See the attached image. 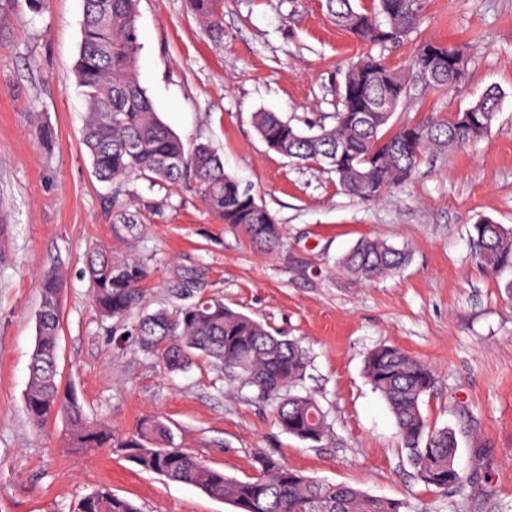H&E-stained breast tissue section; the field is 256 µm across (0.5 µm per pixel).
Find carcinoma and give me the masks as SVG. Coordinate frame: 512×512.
<instances>
[{"label": "carcinoma", "instance_id": "1", "mask_svg": "<svg viewBox=\"0 0 512 512\" xmlns=\"http://www.w3.org/2000/svg\"><path fill=\"white\" fill-rule=\"evenodd\" d=\"M138 2L83 0L74 71L88 106L83 143L95 176L112 185L115 202L131 175L170 186L193 181L218 219L241 229L257 247L277 249L282 232L270 211L224 172L221 158L208 144H186L159 119L138 78L142 50ZM188 6L209 29L216 33L222 29L223 0H188ZM424 8L425 0H378L372 11L353 6L351 0H326L336 23L358 41L380 46L417 32ZM450 59L467 69L460 48L428 39L415 45L404 67L380 54L364 53L345 73L341 108L333 115L332 127L305 132L273 112H258L255 128L268 148L299 162L325 163L342 189L366 200L378 199L387 189L410 180L424 155L464 147L490 132L501 99L494 89L467 108L471 121L465 126L453 119L396 125L390 123L393 113L376 108L386 98L400 104L417 79L432 89L452 88L456 79L448 71ZM470 243L486 271L512 268L511 229L484 219L473 225ZM408 261L406 248L365 238L338 260V268L364 282L396 274ZM87 271L103 315L122 319L141 303V283L148 276L141 261L116 260L94 249ZM36 332L24 406L38 427L50 419L63 421L74 448H122L143 470L194 486L237 512H401L406 508L404 502L306 476L267 454L254 458V474L237 479L173 447L161 422L145 420L135 434L122 436L90 419L74 392L58 382L60 309L54 273L42 280ZM136 335L143 349L161 354L171 372L185 369L194 358L224 365L241 387L271 402L277 426L288 435L317 444L328 438L326 412L314 396L297 390L310 366L309 357L297 341L273 334L262 322L207 299L144 314ZM364 373L388 404L418 480L445 494L463 490L471 478L456 464V432L430 424L421 409L436 381L433 368L400 347L383 345L367 355ZM78 512L140 510L103 488L82 498Z\"/></svg>", "mask_w": 512, "mask_h": 512}]
</instances>
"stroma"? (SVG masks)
Instances as JSON below:
<instances>
[{
  "mask_svg": "<svg viewBox=\"0 0 512 512\" xmlns=\"http://www.w3.org/2000/svg\"><path fill=\"white\" fill-rule=\"evenodd\" d=\"M83 0H0V512H74L99 487L142 512H234L199 489L142 470L119 449L86 452L65 426L34 427L24 408L36 341L40 280L59 276L63 386L88 417L122 434L161 420L175 447L245 478L266 453L304 474L406 502L410 512H500L512 502V297L506 275L474 259L469 231L483 219L512 229V0H428L419 37L460 47L464 79L416 84L396 123L450 118L490 88L502 93L488 135L422 158L414 178L377 201L344 190L327 166L269 150L253 116L299 128L335 112L348 63L365 47L328 16L325 0H224L214 37L186 0H140L139 80L184 142L209 143L226 173L251 188L282 227L267 253L211 214L195 191L132 176L120 223L112 190L82 142L86 102L74 75ZM53 132L44 143L38 131ZM410 251L399 274L360 282L339 270L362 238ZM135 257L150 269L141 308L102 317L87 255ZM218 299L299 340L311 357L302 383L328 415L310 446L282 432L270 403L238 390L223 367L167 371L135 335L141 313ZM395 345L431 365L422 412L456 430L462 492L415 477L395 419L363 373L367 353Z\"/></svg>",
  "mask_w": 512,
  "mask_h": 512,
  "instance_id": "1",
  "label": "stroma"
}]
</instances>
